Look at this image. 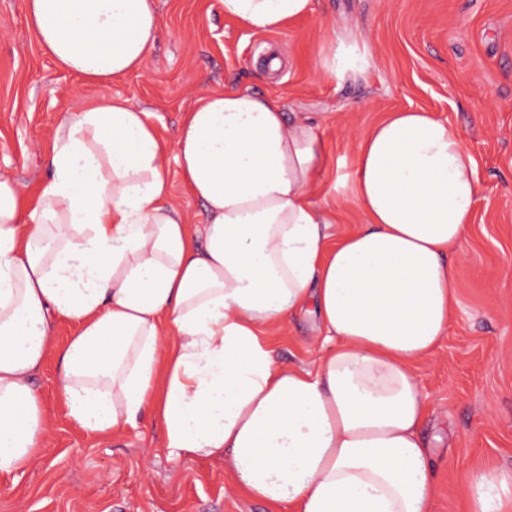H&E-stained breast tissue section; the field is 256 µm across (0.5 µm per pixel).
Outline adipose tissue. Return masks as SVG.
I'll use <instances>...</instances> for the list:
<instances>
[{
	"label": "adipose tissue",
	"mask_w": 512,
	"mask_h": 512,
	"mask_svg": "<svg viewBox=\"0 0 512 512\" xmlns=\"http://www.w3.org/2000/svg\"><path fill=\"white\" fill-rule=\"evenodd\" d=\"M247 29L277 32L314 0H221ZM57 67L104 85L142 69L158 0H25ZM345 39L319 69L364 70ZM325 147L307 116L227 88L185 110L175 163L202 206L172 201L145 109L104 97L57 129L49 179L30 195L0 177V473L47 446L33 379L58 359L71 424L107 437L144 412L170 456L224 459L240 494L271 512H431L430 415L412 366L456 306L455 271L480 199L471 152L428 110L385 113L357 144L363 221L336 237L311 188ZM299 315L323 343L314 368L275 364L266 336ZM76 332L55 347L57 322Z\"/></svg>",
	"instance_id": "ef3b65f1"
}]
</instances>
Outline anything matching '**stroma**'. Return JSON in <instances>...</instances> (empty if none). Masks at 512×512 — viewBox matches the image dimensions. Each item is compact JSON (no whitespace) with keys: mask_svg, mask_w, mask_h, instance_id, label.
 I'll list each match as a JSON object with an SVG mask.
<instances>
[{"mask_svg":"<svg viewBox=\"0 0 512 512\" xmlns=\"http://www.w3.org/2000/svg\"><path fill=\"white\" fill-rule=\"evenodd\" d=\"M158 44L140 72L90 86L60 70L30 29L24 0H0V176L35 191L50 177L48 153L62 121L82 103L122 96L151 114L191 223L201 206L177 182L184 110L208 90L278 97L319 124L327 164L314 200L335 207L336 233L360 218L343 180L358 141L385 112L426 109L462 135L481 194L455 261L457 305L448 334L414 373L431 414L433 512H468L479 472H512V0H314V11L278 32L245 29L220 0H159ZM364 32L370 66L334 78L318 48L334 31ZM286 65L265 72L263 44ZM269 346L277 363L312 367L322 338L310 320L289 321ZM56 357L35 383L52 412L48 448L29 468L0 476V512H269L240 497L220 458H170L150 414L100 439L72 427L59 402Z\"/></svg>","mask_w":512,"mask_h":512,"instance_id":"stroma-1","label":"stroma"}]
</instances>
